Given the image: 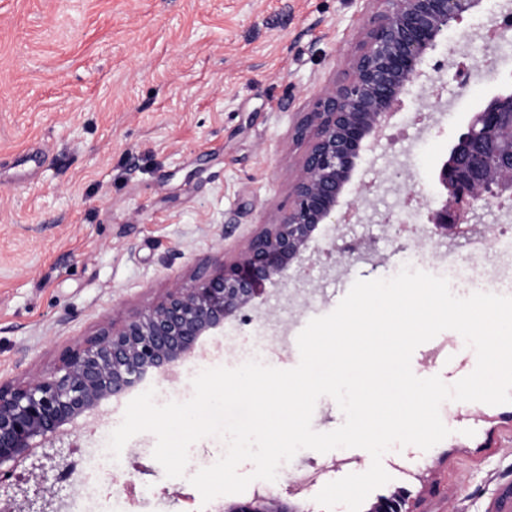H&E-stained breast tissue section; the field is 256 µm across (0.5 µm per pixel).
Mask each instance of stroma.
I'll use <instances>...</instances> for the list:
<instances>
[{"label": "stroma", "mask_w": 512, "mask_h": 512, "mask_svg": "<svg viewBox=\"0 0 512 512\" xmlns=\"http://www.w3.org/2000/svg\"><path fill=\"white\" fill-rule=\"evenodd\" d=\"M479 5L452 26L409 86L389 135L365 151L342 206L350 223L322 225L305 254L245 318L203 337L169 373L149 375L156 403L186 401L201 370L250 360L290 369L299 332L332 312L355 280L389 278L406 261L443 275L447 252L470 262L467 240L427 237L435 170L475 112L512 91V46L503 63L476 25ZM364 0H0V380L53 369L64 351L121 324L189 279L216 254L233 258L287 206L299 113L342 69L362 37ZM484 68L459 94L451 60ZM334 244L337 260L322 250ZM476 354L446 330L416 348L413 373L448 384ZM128 397L103 402L69 428L86 460L61 492V512H215L189 475L213 464L224 442L189 453L169 479L141 433L122 464L104 452ZM450 434L427 451L409 445L382 458L391 487L424 491L425 512H492L512 484V404L456 402ZM371 465L359 448L300 450L289 476L253 481L303 512H324L323 486Z\"/></svg>", "instance_id": "1"}]
</instances>
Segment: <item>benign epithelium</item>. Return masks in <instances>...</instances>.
I'll use <instances>...</instances> for the list:
<instances>
[{
    "label": "benign epithelium",
    "instance_id": "1",
    "mask_svg": "<svg viewBox=\"0 0 512 512\" xmlns=\"http://www.w3.org/2000/svg\"><path fill=\"white\" fill-rule=\"evenodd\" d=\"M376 6L354 54L313 108L300 113L294 138L306 142L286 208L246 242L235 260L216 255L188 282H178L133 319L76 343L49 373L20 383L0 382V512H59L48 480L70 447L67 426L103 401L119 398L154 372H168L190 356L202 337L250 310L303 256L323 224L350 221L338 214L362 151L379 141L402 106L421 65L447 37L448 26L480 0H366ZM512 99L475 113L449 157L436 169L439 201L428 209L431 235L462 233L476 206L512 198ZM406 487L376 497L367 512H422ZM218 512H301L279 496L256 494Z\"/></svg>",
    "mask_w": 512,
    "mask_h": 512
}]
</instances>
